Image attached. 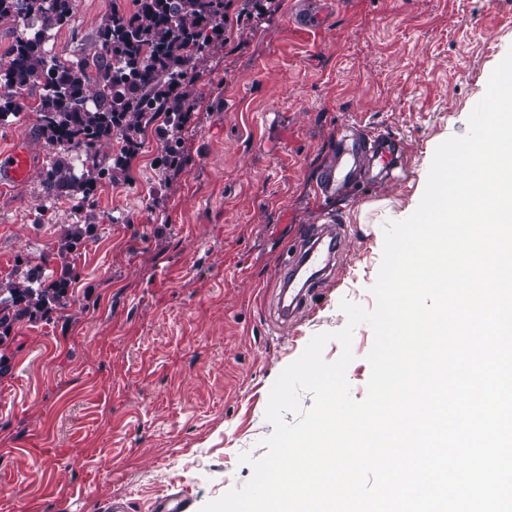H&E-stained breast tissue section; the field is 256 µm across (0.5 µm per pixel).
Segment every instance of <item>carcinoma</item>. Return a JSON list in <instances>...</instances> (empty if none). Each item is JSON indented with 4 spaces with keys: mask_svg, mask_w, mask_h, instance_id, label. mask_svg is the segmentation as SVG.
I'll list each match as a JSON object with an SVG mask.
<instances>
[{
    "mask_svg": "<svg viewBox=\"0 0 512 512\" xmlns=\"http://www.w3.org/2000/svg\"><path fill=\"white\" fill-rule=\"evenodd\" d=\"M132 2L129 12L114 5L101 17L94 52L62 62L47 48L46 37L67 22L75 0H0V22L23 25L8 64L0 65V121L20 111V91L38 84L43 93L36 112L48 145L73 141L97 156L99 147L114 140L121 144L79 174L69 156H55L42 179L49 194L80 191L86 197L101 182L112 181L161 113L164 121L156 135L163 163L180 158L189 70L224 36V0ZM96 230L92 223L74 224L61 238L60 274L28 263L0 281V345L9 340L15 323L67 306L76 256Z\"/></svg>",
    "mask_w": 512,
    "mask_h": 512,
    "instance_id": "carcinoma-1",
    "label": "carcinoma"
}]
</instances>
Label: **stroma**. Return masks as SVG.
<instances>
[{
  "label": "stroma",
  "instance_id": "stroma-1",
  "mask_svg": "<svg viewBox=\"0 0 512 512\" xmlns=\"http://www.w3.org/2000/svg\"><path fill=\"white\" fill-rule=\"evenodd\" d=\"M190 71L192 118L179 171L162 174L154 130L115 181L46 199L48 147L32 86L0 122V150L32 151L23 185L0 180V280L27 261L60 271L58 242L94 216L66 308L14 325L0 346V512H101L124 497L148 512L184 491L191 512L241 487L273 431L270 390L312 337L346 324L369 292L386 223L409 217L436 147L465 135L487 77L512 50V0H337L320 28L289 18L298 0ZM132 0H77L50 46L90 53L98 20ZM384 135L401 161L347 198L316 186L336 132ZM334 219L345 243L293 321L278 276L311 228ZM373 343L353 336L347 379L366 396Z\"/></svg>",
  "mask_w": 512,
  "mask_h": 512
}]
</instances>
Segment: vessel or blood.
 <instances>
[{"label":"vessel or blood","instance_id":"b4317fda","mask_svg":"<svg viewBox=\"0 0 512 512\" xmlns=\"http://www.w3.org/2000/svg\"><path fill=\"white\" fill-rule=\"evenodd\" d=\"M399 146L394 139L347 141L336 140V161L329 166L318 184L323 196L337 194L354 173V166L360 162L378 161L384 167H392L398 157ZM31 168V154L26 146L19 145L0 153V178L15 183L27 180ZM342 245L340 229L335 225L321 228L319 238L305 247L296 263L289 269V288H296L298 281L312 283L321 277L334 258L335 251ZM191 501L183 492L177 491L159 496L150 506V512H190Z\"/></svg>","mask_w":512,"mask_h":512}]
</instances>
